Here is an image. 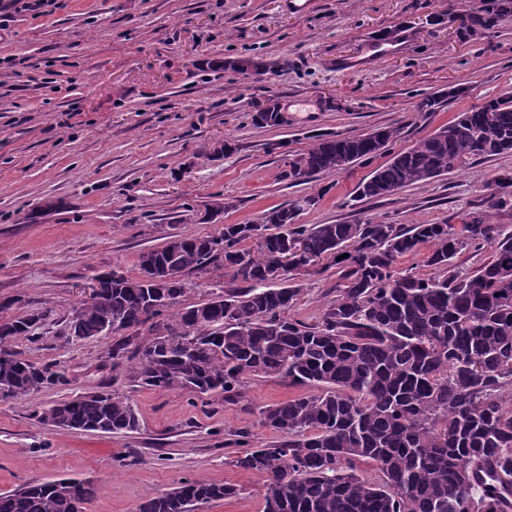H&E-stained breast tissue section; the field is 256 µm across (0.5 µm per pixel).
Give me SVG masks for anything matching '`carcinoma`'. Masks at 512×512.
I'll use <instances>...</instances> for the list:
<instances>
[{"label": "carcinoma", "mask_w": 512, "mask_h": 512, "mask_svg": "<svg viewBox=\"0 0 512 512\" xmlns=\"http://www.w3.org/2000/svg\"><path fill=\"white\" fill-rule=\"evenodd\" d=\"M456 86L420 103L435 110ZM399 130L322 135L288 159L295 185L339 173L387 151ZM512 153V94L474 109L391 155L358 187L387 197L458 173L476 159ZM488 208L512 203V177L495 180ZM297 199L265 212L257 224H226L208 236L178 235L138 256L139 275L98 278L99 302L67 323L84 341L110 335L113 365L125 364L141 387L241 395L246 379L276 376L311 391L270 405L259 424L279 435L245 442L234 466L265 475L264 512H508L512 506V233L476 208L452 224H300ZM264 241L245 243L257 234ZM295 241L339 264L343 287L310 325L287 315L300 288L286 283L278 255ZM429 274L397 272L420 245ZM493 244L469 272L453 259ZM348 257H342V254ZM226 272L235 287L183 306L184 276ZM45 313L0 321V403L23 401L70 384L56 363L23 359L12 349L33 340ZM147 328L143 335H124ZM40 423L89 433L134 432L127 396L103 389L35 411ZM372 465V477L359 464ZM94 494L73 478L30 483L0 493V512H79ZM237 495L228 482L186 480L149 498L136 512H194Z\"/></svg>", "instance_id": "obj_1"}]
</instances>
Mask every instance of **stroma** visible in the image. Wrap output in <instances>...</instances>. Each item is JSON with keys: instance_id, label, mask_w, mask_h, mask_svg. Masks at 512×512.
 Listing matches in <instances>:
<instances>
[{"instance_id": "35a3bbf8", "label": "stroma", "mask_w": 512, "mask_h": 512, "mask_svg": "<svg viewBox=\"0 0 512 512\" xmlns=\"http://www.w3.org/2000/svg\"><path fill=\"white\" fill-rule=\"evenodd\" d=\"M501 0H56L49 13H11L0 27V319L45 312L37 341L15 349L58 362L70 380L0 403V492L57 477L89 481L87 512H132L178 485H236L198 512H263V475L232 465L226 442L272 441L261 408L301 394L279 377L246 380L241 397L134 386L113 367L112 337L68 342L66 320L98 277L138 275V255L170 234L205 236L255 224L304 196L302 224H461L512 173V154L382 199L357 188L386 155L296 186L288 157L323 134L398 128L393 151L486 98L512 92V12ZM492 17L467 31L463 11ZM396 41L377 58L373 47ZM250 58L259 71L219 69ZM463 96L420 111L424 98ZM276 104L279 125L250 115ZM231 137L236 150L214 154ZM226 209L205 221L209 205ZM293 318L312 324L335 297V269L303 273ZM109 386L139 419L126 435L73 432L33 415Z\"/></svg>"}]
</instances>
